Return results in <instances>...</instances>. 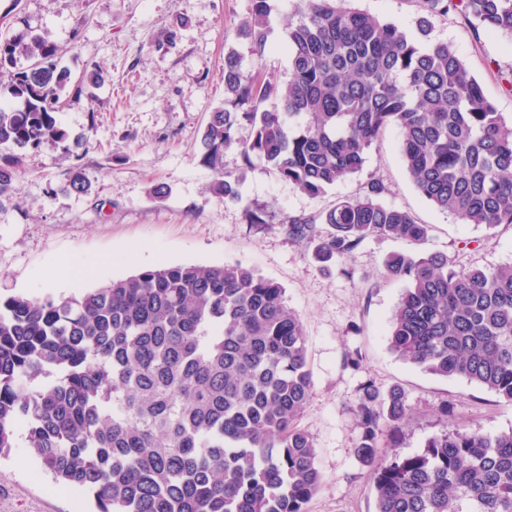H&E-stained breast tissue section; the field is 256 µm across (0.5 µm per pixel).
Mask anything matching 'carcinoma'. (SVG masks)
<instances>
[{
  "instance_id": "cac0c4a2",
  "label": "carcinoma",
  "mask_w": 512,
  "mask_h": 512,
  "mask_svg": "<svg viewBox=\"0 0 512 512\" xmlns=\"http://www.w3.org/2000/svg\"><path fill=\"white\" fill-rule=\"evenodd\" d=\"M288 26V81L243 71L224 55V106L210 113L200 162L211 192L241 199L224 149L243 165L317 197L362 171L389 127L404 169L437 209L488 229L512 225V125L452 45L423 46L352 0H300ZM418 29L458 10L512 37V0H419ZM269 0H250L252 54L267 48ZM37 67L14 70L16 56ZM55 45L20 32L0 42V143L66 140L56 112L68 83ZM249 137L241 138L244 127ZM17 156L0 157V199L16 194ZM384 186L319 219L285 217L288 237L329 263L372 235L417 245L430 226L382 204ZM248 224L273 223L247 204ZM385 274L406 283L389 321L391 350L444 378L512 402V262L466 268L444 253H394ZM313 389L306 334L285 290L241 263L145 268L79 295L0 296V455L24 447L96 512H305L321 474L298 418ZM405 392L359 388L355 454L373 466L375 512H512V429L455 428L423 452L377 460L379 439L409 413Z\"/></svg>"
}]
</instances>
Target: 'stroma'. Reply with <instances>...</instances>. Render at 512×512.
I'll return each mask as SVG.
<instances>
[{
    "label": "stroma",
    "instance_id": "stroma-1",
    "mask_svg": "<svg viewBox=\"0 0 512 512\" xmlns=\"http://www.w3.org/2000/svg\"><path fill=\"white\" fill-rule=\"evenodd\" d=\"M267 51L256 60L243 33L248 0H0V39L26 31L58 49L70 82L56 117L66 144L46 142L21 154L17 195L0 203V295L68 297L161 265L243 263L283 286L303 317L314 389L299 425L314 440L319 491L306 512H375L369 466L354 448L362 429L358 388H402L410 413L394 438H381L379 457L414 455L426 438L458 426L495 434L512 428V403L462 378H441L403 362L390 349L389 319L405 284L384 275V261L409 243L366 238L351 255L323 270L312 251L279 223L255 231L244 204L282 217H316L336 201L383 182L380 200L429 225L422 253L442 252L468 267L512 261V226L488 229L437 210L405 173L399 134L388 129L363 170L311 197L272 174L243 169L238 146L224 168L241 179L242 201L224 203L209 189L213 173L199 160L210 112L224 102V54L236 51L244 70L288 79L286 28L296 0H270ZM357 8L396 22L417 36L418 0H355ZM429 42L452 44L504 120L512 119V37L474 29L460 12L434 18ZM79 169L89 191L66 190ZM168 187L166 197L152 193ZM109 256V265L75 287V261ZM361 367H346V354ZM92 496L55 485L23 447L0 456V512H93Z\"/></svg>",
    "mask_w": 512,
    "mask_h": 512
}]
</instances>
